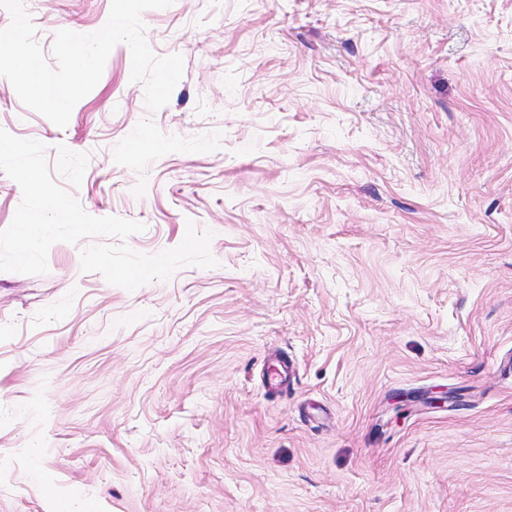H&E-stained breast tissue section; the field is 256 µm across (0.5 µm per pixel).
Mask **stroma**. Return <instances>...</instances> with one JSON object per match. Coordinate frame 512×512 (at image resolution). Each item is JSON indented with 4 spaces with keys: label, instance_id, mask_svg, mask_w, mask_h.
<instances>
[{
    "label": "stroma",
    "instance_id": "obj_1",
    "mask_svg": "<svg viewBox=\"0 0 512 512\" xmlns=\"http://www.w3.org/2000/svg\"><path fill=\"white\" fill-rule=\"evenodd\" d=\"M110 2L29 0L45 58ZM141 19L184 58L165 107L121 43L63 128L0 76V129L132 250L191 221L219 265L130 292L57 243L0 272V512H512V0ZM147 115L221 147L115 164Z\"/></svg>",
    "mask_w": 512,
    "mask_h": 512
}]
</instances>
